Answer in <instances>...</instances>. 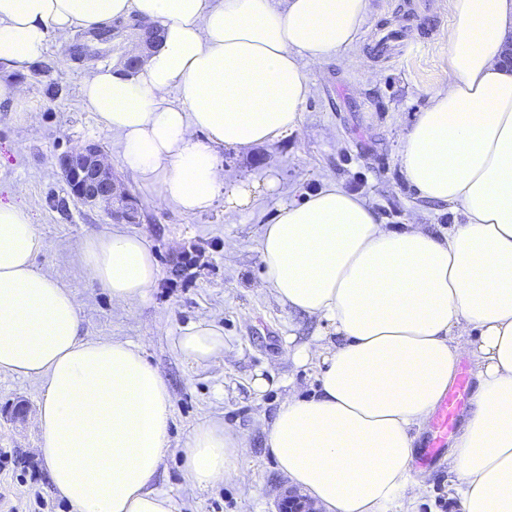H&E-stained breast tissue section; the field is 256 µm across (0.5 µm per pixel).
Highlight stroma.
<instances>
[{
	"instance_id": "stroma-1",
	"label": "stroma",
	"mask_w": 512,
	"mask_h": 512,
	"mask_svg": "<svg viewBox=\"0 0 512 512\" xmlns=\"http://www.w3.org/2000/svg\"><path fill=\"white\" fill-rule=\"evenodd\" d=\"M449 0H368V13L352 47L318 65H306L309 94L298 128L248 149L218 155L226 181L272 176L277 187L259 192L249 208L228 212L223 200L188 215L164 203L121 164V139L102 130L82 98L90 70L120 63L131 40L119 28L107 42L84 29L52 36L43 72L23 71V109L34 115L25 130L12 112H0V202L24 210L43 242L38 269L52 274L78 303L84 335L139 344L163 376L172 398L169 449L154 477L176 512H274L289 485L278 470L265 431L289 392L313 394L318 364L300 366L289 350L336 334L324 319L289 310L262 280L259 242L279 210L310 192L337 184L363 198L384 224H429L439 230L464 223L458 208L421 198L401 169L404 138L433 94L447 87ZM58 86L57 95L46 92ZM99 143L125 186L145 208L140 223L159 267L155 288L124 304L89 276L77 259L82 241L115 228L101 208L74 199L56 166L62 152ZM206 320L224 331V355L196 364L174 341L186 326ZM264 376L267 389L252 382ZM38 384L0 371V512H72L59 498L41 459L36 425ZM219 419L240 432L246 448L236 466L244 482L206 489L188 484L183 448L201 424ZM428 494L416 512H461L449 461L425 469Z\"/></svg>"
}]
</instances>
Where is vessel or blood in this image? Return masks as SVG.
<instances>
[{
	"mask_svg": "<svg viewBox=\"0 0 512 512\" xmlns=\"http://www.w3.org/2000/svg\"><path fill=\"white\" fill-rule=\"evenodd\" d=\"M467 372H459L454 385L437 404L425 435L419 442L417 461L431 467L444 457L450 436L455 432L473 397Z\"/></svg>",
	"mask_w": 512,
	"mask_h": 512,
	"instance_id": "b4317fda",
	"label": "vessel or blood"
}]
</instances>
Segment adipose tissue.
<instances>
[{"label":"adipose tissue","mask_w":512,"mask_h":512,"mask_svg":"<svg viewBox=\"0 0 512 512\" xmlns=\"http://www.w3.org/2000/svg\"><path fill=\"white\" fill-rule=\"evenodd\" d=\"M452 81L407 133L406 181L460 207L442 233L391 229L359 196L329 185L284 207L260 240L263 280L278 301L336 327L292 359L322 363L310 395L289 393L267 441L278 469L324 512H385L426 489L411 463L463 355L478 390L451 457L462 512H512V0H450ZM367 0H0V64L40 61L53 35L136 17L159 41L139 71L100 68L83 81L102 128L122 139L124 168L186 214L248 208L265 183L226 182L218 150L294 131L309 93L303 63L347 50ZM27 215L0 204V371L37 383L41 454L74 512H176L152 480L169 444L168 388L138 344L82 336L74 294L35 266ZM79 260L113 300L155 288L144 237H86ZM178 352L224 353V331L186 327ZM242 435L211 420L183 451L197 488L239 479Z\"/></svg>","instance_id":"obj_1"}]
</instances>
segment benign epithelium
<instances>
[{"instance_id": "1", "label": "benign epithelium", "mask_w": 512, "mask_h": 512, "mask_svg": "<svg viewBox=\"0 0 512 512\" xmlns=\"http://www.w3.org/2000/svg\"><path fill=\"white\" fill-rule=\"evenodd\" d=\"M58 166L71 194L86 206L102 207L127 223L139 222V202L114 176L98 144L90 142L61 154ZM277 512H318V509L297 490L287 489L278 498Z\"/></svg>"}]
</instances>
